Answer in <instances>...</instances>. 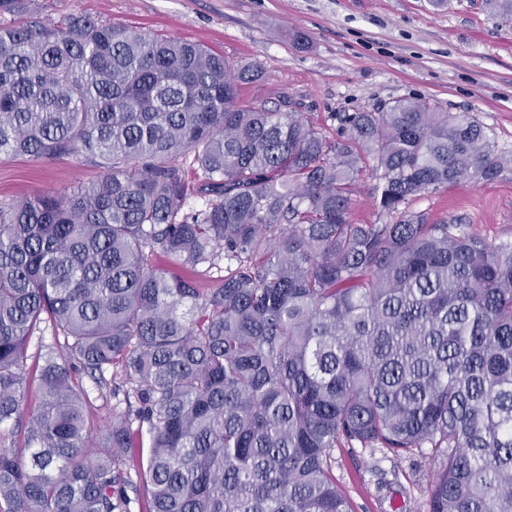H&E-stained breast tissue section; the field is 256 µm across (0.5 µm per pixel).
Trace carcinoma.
<instances>
[{"label": "carcinoma", "instance_id": "carcinoma-1", "mask_svg": "<svg viewBox=\"0 0 512 512\" xmlns=\"http://www.w3.org/2000/svg\"><path fill=\"white\" fill-rule=\"evenodd\" d=\"M257 75L87 15L0 27V156L104 169L0 203V428L29 338L49 322L65 342L44 347L29 462L0 445V512H129V488L146 512H356L332 463L357 445L429 451L428 512H512V239L408 209L512 154L416 100L340 112L328 141L302 112L240 107ZM366 167L377 224L352 219ZM148 251L232 268L202 288ZM78 371L136 403L94 446Z\"/></svg>", "mask_w": 512, "mask_h": 512}]
</instances>
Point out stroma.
Instances as JSON below:
<instances>
[{
  "label": "stroma",
  "instance_id": "obj_1",
  "mask_svg": "<svg viewBox=\"0 0 512 512\" xmlns=\"http://www.w3.org/2000/svg\"><path fill=\"white\" fill-rule=\"evenodd\" d=\"M87 14L149 34L204 44L233 66L258 65L241 104L306 113L327 138L339 112L374 111L421 99L467 111L512 152V21L484 0H19L0 26L61 24ZM308 42L294 44V33ZM101 167L84 157H0V201L91 183ZM432 219H454L487 240L512 237V173L462 181L413 200ZM334 474L357 512H427L428 455L340 448Z\"/></svg>",
  "mask_w": 512,
  "mask_h": 512
}]
</instances>
